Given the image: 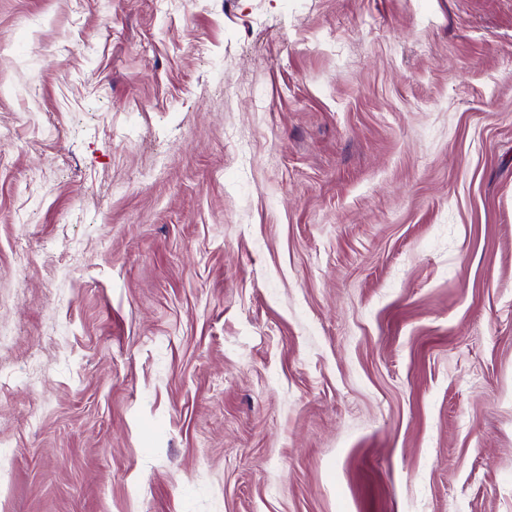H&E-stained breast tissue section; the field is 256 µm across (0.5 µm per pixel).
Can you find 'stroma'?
Wrapping results in <instances>:
<instances>
[{"label": "stroma", "mask_w": 512, "mask_h": 512, "mask_svg": "<svg viewBox=\"0 0 512 512\" xmlns=\"http://www.w3.org/2000/svg\"><path fill=\"white\" fill-rule=\"evenodd\" d=\"M0 512H512V0H0Z\"/></svg>", "instance_id": "1"}]
</instances>
